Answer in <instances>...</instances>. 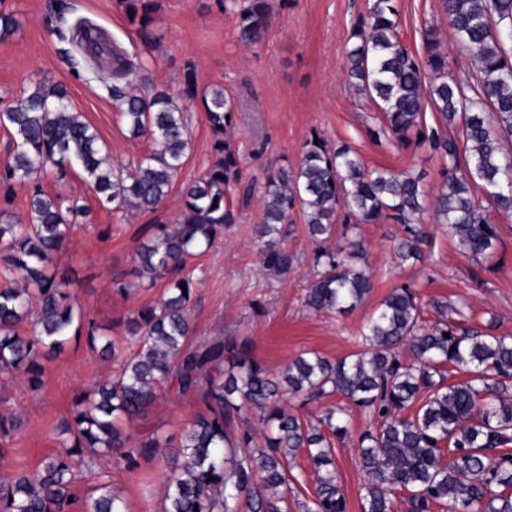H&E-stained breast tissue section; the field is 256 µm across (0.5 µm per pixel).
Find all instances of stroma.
I'll return each instance as SVG.
<instances>
[{"mask_svg":"<svg viewBox=\"0 0 512 512\" xmlns=\"http://www.w3.org/2000/svg\"><path fill=\"white\" fill-rule=\"evenodd\" d=\"M66 2L67 17L88 18L122 49L144 53L148 81L175 93L190 131V149L172 190L152 212L113 211L99 202L79 170L60 188L43 173L13 184L8 191L0 187V209L17 224L27 223V199L36 186L49 194L63 191L89 208L85 223L57 253L51 271L68 280L84 311L108 329L119 355L133 350L124 334L127 318L138 308L157 304L165 284L160 281L151 288L135 284L121 294L113 283L134 266L138 245L153 236L156 225L176 223L184 187L200 177L214 158V138L201 100L181 94L185 67H193L198 90L221 86L234 95V144L244 181L261 184L278 168L298 165L304 143L318 132L350 146L366 169L421 176L428 197L436 196L445 159L425 145L402 148L374 140L369 130L377 126L378 112L346 80L353 26L371 0H270L272 25L251 48L240 42L235 18L224 12L219 0H157L151 25L156 44L149 51L118 0ZM398 9L401 43L414 55H422L424 26L446 24L442 0H398ZM0 10L12 12L21 23L15 34L0 39V106L46 78L66 87L73 107L95 128L112 161L125 164L152 150V141L129 137L111 98L90 74L72 71L62 62V44L54 33V0H0ZM230 201L235 223L226 225L223 236L189 263L198 280L191 309L195 337L245 340L250 355L273 372L305 351L337 360L358 351L363 326L379 303L403 285L414 288L426 303L467 304L470 327L512 336V215L493 214L500 227L499 240L491 253L472 259L434 211H427L422 258L405 264L392 249L394 240L403 235L402 225L390 220L359 225L353 235L364 244L374 288L355 310L341 315L308 310L304 293L315 251L321 246L334 249L343 243V235L318 244L310 239L301 211H294L290 223L282 227L292 269L286 278L275 280L259 270L263 220L259 202L245 203L235 194ZM41 364L40 388L19 379L0 381V413L12 415L18 423L6 443L5 457L0 458L2 478L34 471L59 453L57 427L73 399L112 371L111 361L75 340ZM339 405L347 409L349 439L335 446L336 476L345 490L347 512H361L359 491L366 475L351 440L369 424V412L338 394L305 406L298 397L284 398L290 413L313 421ZM201 408L197 397L170 391L160 394L146 416L125 423L126 434L136 438L155 432L166 446L164 455L141 460L134 470L118 456L108 457L112 484L127 512H161L164 475L179 454L186 424Z\"/></svg>","mask_w":512,"mask_h":512,"instance_id":"obj_1","label":"stroma"}]
</instances>
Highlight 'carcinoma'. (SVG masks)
Returning <instances> with one entry per match:
<instances>
[{"instance_id": "1", "label": "carcinoma", "mask_w": 512, "mask_h": 512, "mask_svg": "<svg viewBox=\"0 0 512 512\" xmlns=\"http://www.w3.org/2000/svg\"><path fill=\"white\" fill-rule=\"evenodd\" d=\"M235 16L244 45L258 43L271 25L268 0H222ZM448 39L424 27V58L409 52L398 38L396 0H372L354 24L347 52L349 86L382 113L370 135L394 139L406 147L428 144L448 159L435 210L474 257L489 253L499 239L492 210L512 211V0H443ZM128 23L147 48L154 0H119ZM20 28L11 12L0 10V39ZM61 41L75 47L62 54L74 68L102 67L112 60V82L102 87L112 97L133 138L146 137L155 148L133 164L111 162L97 131L72 110L61 84L42 79L0 108V128L12 130V161L0 169V185L11 188L35 173L53 176L56 185L80 168L93 191L112 210H155L168 196L190 146L186 117L173 96L145 85L141 54L117 50L85 17L57 29ZM473 67L448 77V45ZM216 138L215 159L203 175L185 187L177 222L160 224L138 249L130 274L153 287L165 281L155 306L139 308L125 324L136 346L118 358L104 328L77 305L66 283L49 273L54 255L70 239L87 209L80 200L41 187L28 199L26 224L0 222V257L17 269L22 288L0 290V378L42 384L40 360L60 352L73 338L118 368L73 400L61 424L63 451L48 458L35 474L0 478V512H127L113 491L112 479L100 481L82 498L74 488L84 479L87 451L121 457L129 469L155 456L159 437L137 440L119 423L147 414L164 388L197 396L203 409L181 437L182 459L166 476L163 512H284L285 493L300 483L288 465L304 451L317 486L304 512H346V495L337 483L333 441L347 429L336 422L338 408L318 424H306L281 404L287 391L304 401L340 394L369 411L371 423L356 438L367 475L360 492L362 512H394L399 501L408 512H512V338L476 331L462 324L463 308L434 305L438 320L424 319L423 303L409 286L395 288L379 304L361 332L365 348L339 360L304 352L274 374L254 360L237 339L188 342L189 312L196 281L187 265L207 251L224 226L235 222L230 190L243 200L254 192L242 186L240 161L233 147L231 116L235 97L222 87L202 94ZM442 124L426 123L427 109ZM461 125V138L445 126ZM487 193L484 202L476 191ZM259 200L263 222L260 264L267 275L285 278L292 259L281 240L280 225L298 209L311 238L325 243L359 224L393 219L405 225L395 244L406 262L421 256L427 211L421 180L407 172L366 170L348 146L333 145L322 134L309 138L298 167H282L267 177ZM358 241L333 251L320 249L305 292L315 312L344 313L364 301L373 288L362 267ZM449 337H444V334ZM412 355L403 359L400 351ZM224 370L218 381L213 372ZM466 375L452 383L447 372ZM252 410L264 428L265 445L252 432L231 431L234 415Z\"/></svg>"}]
</instances>
